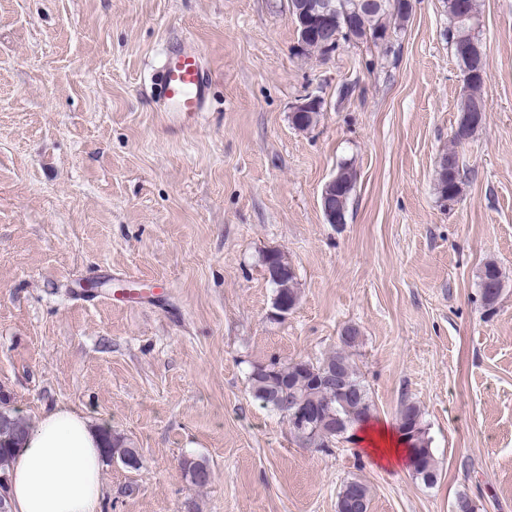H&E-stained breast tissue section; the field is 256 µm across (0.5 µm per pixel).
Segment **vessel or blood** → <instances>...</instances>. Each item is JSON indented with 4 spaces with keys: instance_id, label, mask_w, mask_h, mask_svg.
I'll return each instance as SVG.
<instances>
[{
    "instance_id": "1",
    "label": "vessel or blood",
    "mask_w": 512,
    "mask_h": 512,
    "mask_svg": "<svg viewBox=\"0 0 512 512\" xmlns=\"http://www.w3.org/2000/svg\"><path fill=\"white\" fill-rule=\"evenodd\" d=\"M211 71L199 47L176 39L168 42L152 78V93L172 117L201 116L209 109Z\"/></svg>"
}]
</instances>
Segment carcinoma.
Here are the masks:
<instances>
[{"label":"carcinoma","mask_w":512,"mask_h":512,"mask_svg":"<svg viewBox=\"0 0 512 512\" xmlns=\"http://www.w3.org/2000/svg\"><path fill=\"white\" fill-rule=\"evenodd\" d=\"M335 6L334 27L342 32L339 41L356 46L380 48L388 54L394 49L389 35L397 34L409 19L413 6L402 4V0H381L375 7H370L367 0H333ZM450 27L449 40L460 70H472L468 60L459 55L460 44L471 41L469 20L462 19L458 11V0H445ZM324 36L318 26H313L303 46L306 52L321 57L329 55L324 49ZM466 94L461 98L457 127L453 139L457 142L471 137L485 122L486 115L474 116L469 108L477 101L484 100V80L477 74L464 80ZM323 103L315 100V106L306 112H294L292 124L298 129H307L317 122ZM466 178L465 169L460 166L457 155L450 152L442 157L436 174L437 199L443 207H450L461 194L462 184ZM356 185V171L349 163H342L335 174L336 208L346 213L348 202ZM286 263L285 273L278 281H271L274 288L272 310L279 307L293 310L298 303V291L295 288V274L287 265L288 258L279 251L276 255L266 254L263 262ZM479 289L483 306L487 311H494L503 291V274L497 263L488 261L479 273ZM360 341V331L355 326H346L339 336L340 347L336 352L318 362L309 360L293 361L281 364L271 361L269 364L252 363L249 366L247 380L251 397L265 408L278 412L283 418H289L285 404L289 397L296 396L305 406L318 413V419L325 421L323 429L304 434L296 427H291L295 439L313 448H327L336 438L343 436L353 426L374 417V405L369 391L364 384L352 358L350 349ZM9 424L0 427V475H9L10 468L21 450V439L29 430L20 418L10 415ZM398 431L405 433L404 440L411 442L410 465L414 473L423 482L432 484L437 480L433 463L430 440L422 420L420 408L408 404L400 412ZM104 458H113L127 468L138 470L141 459L136 449L128 446L124 438L105 432ZM183 472L192 484L204 486L209 483L211 470L209 466L195 458H183ZM354 497L359 501L362 512H368L370 498L366 484L350 479L343 483L338 493L337 512H343L347 499Z\"/></svg>","instance_id":"carcinoma-1"}]
</instances>
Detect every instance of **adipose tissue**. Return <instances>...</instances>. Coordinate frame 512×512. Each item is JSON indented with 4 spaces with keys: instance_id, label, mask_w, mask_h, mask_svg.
<instances>
[{
    "instance_id": "ef3b65f1",
    "label": "adipose tissue",
    "mask_w": 512,
    "mask_h": 512,
    "mask_svg": "<svg viewBox=\"0 0 512 512\" xmlns=\"http://www.w3.org/2000/svg\"><path fill=\"white\" fill-rule=\"evenodd\" d=\"M356 443L379 466L408 461L399 432L371 420L358 427ZM102 430L81 410L58 407L31 427L10 471L13 512H102Z\"/></svg>"
}]
</instances>
